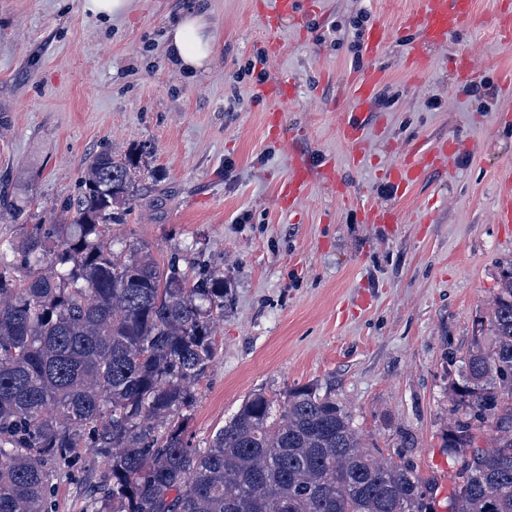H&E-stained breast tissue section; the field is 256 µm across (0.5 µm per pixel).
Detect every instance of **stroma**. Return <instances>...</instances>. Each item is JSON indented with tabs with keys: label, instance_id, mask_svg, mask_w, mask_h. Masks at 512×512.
Returning <instances> with one entry per match:
<instances>
[{
	"label": "stroma",
	"instance_id": "1",
	"mask_svg": "<svg viewBox=\"0 0 512 512\" xmlns=\"http://www.w3.org/2000/svg\"><path fill=\"white\" fill-rule=\"evenodd\" d=\"M414 2L318 0L305 27L279 20L271 52L274 0H132L120 20L93 16L84 0H0V191L26 199L30 222L55 218L97 153L150 147L157 177L106 236L161 264L176 256L224 274L218 354L186 413L193 446L206 447L250 394L280 405L310 386L344 406L383 457L397 460L412 437L403 456L446 512L449 374L512 262V224L494 220L498 173L512 166V93L500 85L512 47L496 22L512 0H475L473 27L433 47L421 72L406 62L413 35L399 30ZM191 8L207 13L216 39L210 69L193 77L163 51ZM360 19L388 32L378 58L354 53ZM371 66L385 101L355 151L342 136L347 85ZM287 76L291 101L262 96ZM277 107L272 137L265 120ZM444 141L456 153L407 195L384 181L390 166ZM326 162L342 189L319 176ZM297 163L313 178L288 210L278 190ZM366 206L399 221L363 223ZM102 473L81 450L55 486L54 512H80Z\"/></svg>",
	"mask_w": 512,
	"mask_h": 512
}]
</instances>
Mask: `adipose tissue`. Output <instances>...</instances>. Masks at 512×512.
Listing matches in <instances>:
<instances>
[{
  "label": "adipose tissue",
  "mask_w": 512,
  "mask_h": 512,
  "mask_svg": "<svg viewBox=\"0 0 512 512\" xmlns=\"http://www.w3.org/2000/svg\"><path fill=\"white\" fill-rule=\"evenodd\" d=\"M214 35L205 14L189 10L166 32V50L185 72L197 73L210 67L214 58Z\"/></svg>",
  "instance_id": "adipose-tissue-1"
}]
</instances>
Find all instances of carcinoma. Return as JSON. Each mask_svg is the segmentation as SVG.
Wrapping results in <instances>:
<instances>
[{
  "mask_svg": "<svg viewBox=\"0 0 512 512\" xmlns=\"http://www.w3.org/2000/svg\"><path fill=\"white\" fill-rule=\"evenodd\" d=\"M142 157L95 155L60 205L71 223L0 243V512H49L82 448L106 468L85 512H432L414 466L377 460L350 413L308 387L279 410L253 393L208 447L190 444L178 416L217 355L224 274L112 250ZM478 332L451 381L448 512H512V263Z\"/></svg>",
  "mask_w": 512,
  "mask_h": 512,
  "instance_id": "carcinoma-1",
  "label": "carcinoma"
}]
</instances>
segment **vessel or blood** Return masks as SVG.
Returning a JSON list of instances; mask_svg holds the SVG:
<instances>
[{"mask_svg": "<svg viewBox=\"0 0 512 512\" xmlns=\"http://www.w3.org/2000/svg\"><path fill=\"white\" fill-rule=\"evenodd\" d=\"M474 22V0H420L419 6L407 13L400 24L402 31L416 30L420 33L419 40L413 45L408 56L410 67L417 71L422 70L430 47L445 43L449 37L473 25ZM381 78L380 70L369 68L348 85L354 115L344 127L343 136L349 143L355 144L360 140L368 109L378 93ZM455 150V145L444 142L422 155H408L388 168L384 178L399 194H407L428 169L447 161ZM310 176L309 168L295 166L279 188L282 203L290 206L302 197ZM495 217L497 223L512 224V168L504 170L500 175Z\"/></svg>", "mask_w": 512, "mask_h": 512, "instance_id": "vessel-or-blood-1", "label": "vessel or blood"}]
</instances>
